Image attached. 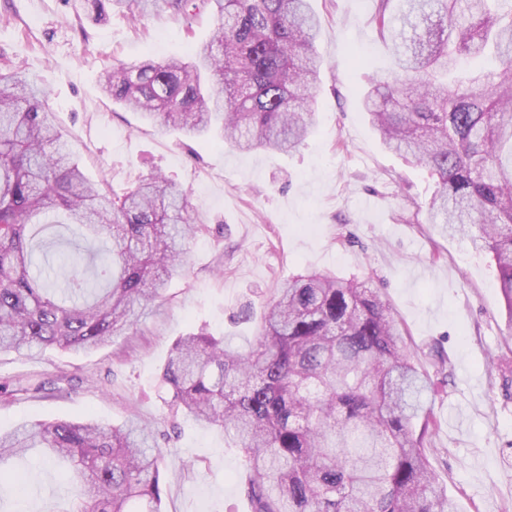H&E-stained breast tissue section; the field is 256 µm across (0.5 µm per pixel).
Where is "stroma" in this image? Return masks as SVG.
Here are the masks:
<instances>
[{"instance_id": "1", "label": "stroma", "mask_w": 512, "mask_h": 512, "mask_svg": "<svg viewBox=\"0 0 512 512\" xmlns=\"http://www.w3.org/2000/svg\"><path fill=\"white\" fill-rule=\"evenodd\" d=\"M312 5L322 60L313 130L283 154L165 133L103 94L106 66L188 57L212 34L210 10L188 22L151 9L134 21L116 8L96 22L65 0H0V59L46 89L86 176L108 192L158 171L189 190L207 227L190 246L187 272L135 335L87 354L0 353V386L14 387L0 390V430L36 420L148 421L163 453L165 512H247L237 453L222 432L170 418L160 368L173 341L201 325L246 348L256 326L233 323V314L261 305L291 276L330 272L367 281L395 310L431 384L430 461L459 512H512V374L487 367L489 357L512 355L495 265L466 236L428 223L435 178L385 149L361 112L362 91L392 66L370 22L373 0ZM432 350L448 371L432 365ZM11 468L0 512H65L62 467L28 454Z\"/></svg>"}]
</instances>
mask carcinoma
<instances>
[{"instance_id":"carcinoma-1","label":"carcinoma","mask_w":512,"mask_h":512,"mask_svg":"<svg viewBox=\"0 0 512 512\" xmlns=\"http://www.w3.org/2000/svg\"><path fill=\"white\" fill-rule=\"evenodd\" d=\"M101 21L147 0H77ZM217 15L189 59L104 71L102 90L163 130L217 131L240 151L293 153L310 133L321 67L310 0H157ZM396 70L362 93L390 151L435 177L428 221L492 255L512 330V0H375ZM71 225L84 246L33 262L40 233ZM195 223L161 174L102 193L53 123L47 91L0 66V352H91L134 333L184 270ZM165 403L241 451L250 512H458L429 459L428 379L393 308L354 279L310 271L261 304L245 351L201 327L162 364ZM40 448L69 464L68 512H164L154 430L143 423H24L0 431L4 461Z\"/></svg>"}]
</instances>
